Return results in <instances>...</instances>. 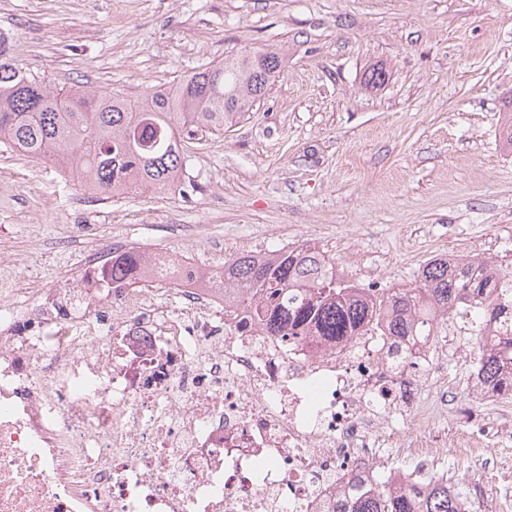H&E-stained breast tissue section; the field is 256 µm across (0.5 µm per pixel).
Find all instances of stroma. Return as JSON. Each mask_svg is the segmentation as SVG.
I'll list each match as a JSON object with an SVG mask.
<instances>
[{
  "label": "stroma",
  "mask_w": 512,
  "mask_h": 512,
  "mask_svg": "<svg viewBox=\"0 0 512 512\" xmlns=\"http://www.w3.org/2000/svg\"><path fill=\"white\" fill-rule=\"evenodd\" d=\"M0 42L51 87L128 94L244 51L286 56L244 119L202 135L178 190L101 200L1 144L16 287L77 283L115 235L205 264L309 241L376 289L412 286L442 256L512 265V0H0ZM500 456L447 447L436 469L482 482L499 512Z\"/></svg>",
  "instance_id": "stroma-1"
}]
</instances>
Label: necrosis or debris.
<instances>
[{
	"mask_svg": "<svg viewBox=\"0 0 512 512\" xmlns=\"http://www.w3.org/2000/svg\"><path fill=\"white\" fill-rule=\"evenodd\" d=\"M129 246L108 240L79 285L0 295V512H329L389 449L427 473L449 335L267 336L193 255H152L168 304L113 282Z\"/></svg>",
	"mask_w": 512,
	"mask_h": 512,
	"instance_id": "obj_1",
	"label": "necrosis or debris"
}]
</instances>
